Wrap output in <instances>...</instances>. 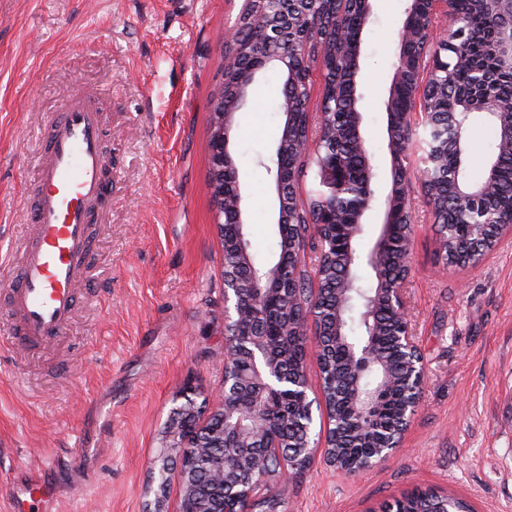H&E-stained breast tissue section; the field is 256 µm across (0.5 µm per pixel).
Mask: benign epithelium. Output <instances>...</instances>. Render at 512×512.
I'll use <instances>...</instances> for the list:
<instances>
[{
    "label": "benign epithelium",
    "instance_id": "1",
    "mask_svg": "<svg viewBox=\"0 0 512 512\" xmlns=\"http://www.w3.org/2000/svg\"><path fill=\"white\" fill-rule=\"evenodd\" d=\"M268 0H246V7L235 25L225 35V43L233 54L241 51L239 32L261 24L268 44V51L260 62L246 72L224 67V84L220 85L212 100V129L215 134V152L221 161L230 159L236 132V114L251 100L253 85L262 71L277 69L284 81L298 82L300 75L313 63L309 52L317 44L320 33L305 24L316 5L325 0H273L275 8L268 11ZM373 0H341L336 13V61L341 63L342 82L351 89V105L344 112L319 108L317 123L332 129V136L339 139L346 135L362 158L358 166L349 165L341 154L332 153L316 163L318 205L317 218L308 221L317 238L328 245L321 252L322 259L339 261L345 270L360 264L374 273L375 299L390 308L404 325L396 335V344L404 358L410 361L411 372L401 397V414L410 423L419 403V388L423 380V364L417 359L419 349L406 318L404 292L410 272V246H405L398 256L391 252L392 239L402 233L405 224L413 223L409 207V186L416 178L427 197L437 223H458L457 212L440 206L429 187L428 164L448 168V156L454 163L448 175V192L463 206L480 210L479 224L493 232L494 238L512 232V206L503 212L488 205L493 193V180L484 179L470 183L463 173V159L469 151L464 136V122L468 116L479 117L498 126L500 148L503 154H512V100H505L495 93L493 84L479 67L477 54L493 57L497 73L512 74V0H473L475 8L483 13L493 27V36L478 44L468 21L456 12L457 0H409L405 16L397 30L399 45L413 43L417 50L401 52L395 63V74L387 99L384 101L388 116V149L392 163V183L381 207H376V184L379 174L375 168L363 132V113L360 111L355 79L360 73L363 54L362 32L370 22ZM443 17L455 28L453 37L439 36L434 29L436 19ZM467 71L473 76L472 93L450 97L456 76ZM308 107L304 99L288 98L282 105L284 122L273 154L281 159L273 175V223L279 227L299 223V197L296 184L299 180V161H309L312 140L301 142L288 138V129L296 118V110ZM443 123L452 127L454 136L441 144L423 150L418 168L408 172L404 162L414 144L418 129ZM213 200L221 209L235 211L236 224H247L248 209L246 190L239 174L233 173L230 188L218 187L213 182ZM380 211L381 228L372 247L363 252L358 248L359 237L367 217ZM487 249L479 240L469 243L466 251L456 260V265L472 267L483 258ZM396 262L400 274L390 279L381 273L388 262ZM278 312L283 330L296 328L304 345H313L320 365L318 382L323 397L337 403L334 382L326 378L324 361L329 349L321 341L323 320L318 300L305 303L292 296L291 284L280 274L275 264L259 274L253 269L252 258L243 243H238L237 259L224 262V324L259 319L268 311ZM288 358V348L281 355L274 354L263 327L237 340H225L224 377L219 393L213 402L197 404L195 390L187 385L178 395L181 403L171 412V423L160 439L161 452L154 468V482L158 491L146 506V512H168L166 489L171 470L177 471L180 501L184 506L178 512H199L195 507L200 499L202 484L197 478L194 462L204 452L213 432L208 427L210 418L223 413L224 456L213 465L207 485L219 494L229 492L240 497L245 508L254 512L256 493L266 490V498L281 503L288 481L299 468L300 456L311 457L310 448L328 449L335 446L331 440V419L321 413L319 423L314 418L300 423L302 439L290 451L282 438L269 432L264 409L259 397L275 393L285 401L308 400L310 384L305 374V362L291 380L279 361ZM380 365L373 339L349 348L351 384L350 400L354 404L357 426L351 431L355 441L366 440L374 448L363 467H372L390 457L401 447L404 431L392 433L388 429L371 427L370 413L377 395L361 390L363 372Z\"/></svg>",
    "mask_w": 512,
    "mask_h": 512
}]
</instances>
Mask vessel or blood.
I'll use <instances>...</instances> for the list:
<instances>
[{"instance_id":"vessel-or-blood-1","label":"vessel or blood","mask_w":512,"mask_h":512,"mask_svg":"<svg viewBox=\"0 0 512 512\" xmlns=\"http://www.w3.org/2000/svg\"><path fill=\"white\" fill-rule=\"evenodd\" d=\"M95 93H68L46 122L38 177L29 195L27 234L8 265L10 326L27 345L60 338L76 310V289L92 278L90 230L112 205V169ZM44 483L22 485L13 512H46Z\"/></svg>"}]
</instances>
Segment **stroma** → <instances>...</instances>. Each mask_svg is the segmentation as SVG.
I'll use <instances>...</instances> for the list:
<instances>
[{"mask_svg":"<svg viewBox=\"0 0 512 512\" xmlns=\"http://www.w3.org/2000/svg\"><path fill=\"white\" fill-rule=\"evenodd\" d=\"M407 0H374L358 91L364 133L391 184L384 101ZM242 0H0V257H18L39 140L67 92L97 91L112 208L91 227L94 277L55 343L28 348L7 323L0 280V512L29 474L54 512H145L152 469L184 384L197 402L224 374V253L208 188L211 100L224 33ZM281 77H258L234 159L254 257L277 250L263 162L283 123ZM406 303L424 364L421 401L397 454L354 475L323 452L278 512H377L412 491L475 512H512V235L476 266L440 271L432 211L412 187ZM82 451H75L77 437ZM91 473L82 491L77 477Z\"/></svg>","mask_w":512,"mask_h":512,"instance_id":"35a3bbf8","label":"stroma"}]
</instances>
